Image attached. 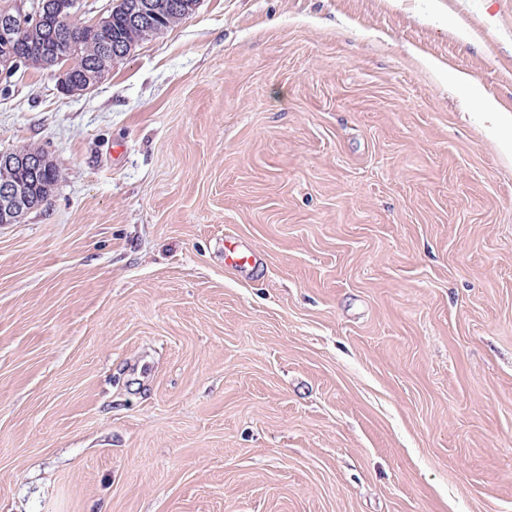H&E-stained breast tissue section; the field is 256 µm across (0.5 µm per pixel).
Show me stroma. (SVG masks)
<instances>
[{
    "label": "stroma",
    "mask_w": 512,
    "mask_h": 512,
    "mask_svg": "<svg viewBox=\"0 0 512 512\" xmlns=\"http://www.w3.org/2000/svg\"><path fill=\"white\" fill-rule=\"evenodd\" d=\"M479 94L512 0H198L82 96L0 72L60 172L0 224V512H512Z\"/></svg>",
    "instance_id": "35a3bbf8"
}]
</instances>
